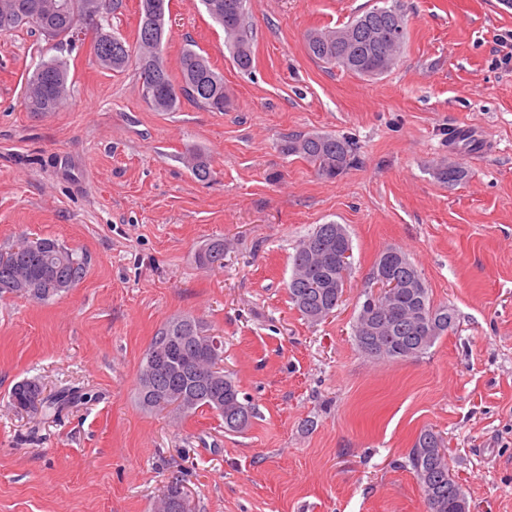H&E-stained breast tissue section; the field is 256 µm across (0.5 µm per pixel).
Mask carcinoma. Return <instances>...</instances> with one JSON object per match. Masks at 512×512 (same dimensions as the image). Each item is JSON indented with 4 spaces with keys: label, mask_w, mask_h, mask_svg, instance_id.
Masks as SVG:
<instances>
[{
    "label": "carcinoma",
    "mask_w": 512,
    "mask_h": 512,
    "mask_svg": "<svg viewBox=\"0 0 512 512\" xmlns=\"http://www.w3.org/2000/svg\"><path fill=\"white\" fill-rule=\"evenodd\" d=\"M208 15L224 28L227 46L238 69L248 71L253 64L252 30L248 21V0H201ZM92 0H0V31L19 27L36 28L49 40L73 37L70 23L84 18ZM141 19L136 42L126 40L107 31V37L94 55L105 69L123 71L133 65L144 75L154 68L157 77L170 88L180 89L184 96L212 112H222L231 102L224 77L216 73L207 59L196 50L184 49L180 61V81L174 82L163 57L166 34V16L169 0H141ZM387 27L395 41L385 49L371 44L365 38L368 30ZM407 23L401 9L395 5L377 7L352 19L341 28L315 31L307 36L306 48L315 59L360 76L376 77L390 71L406 42ZM69 92L67 63L52 57L36 67L27 80L26 108L30 112L56 111ZM145 100L158 111L176 108L179 97H157L143 94ZM281 151L305 159L316 172L334 179L352 165L355 154L353 143L346 137L333 134H310L290 138L281 145ZM187 167L195 178L207 182L213 177L210 156L198 149L185 156ZM435 178L444 184L455 185L468 177V171L456 164H444L434 171ZM339 249H352V240L340 224H319L295 247L291 256V276L287 288L289 298L300 315L311 323L329 317L341 302L346 278L336 271V265L319 263L314 251L322 245L336 243ZM224 240L210 241L199 255L200 263L207 267L224 266ZM395 253L397 266L409 277L416 279V287L399 288L394 305L401 318L387 317L380 300L367 295L354 324V339L360 350L366 334L363 325L372 319L381 332L375 343L376 358L406 360L417 358L432 348L435 342L455 329L456 313L448 305L436 306L429 288L417 266L398 247L389 246L382 254ZM87 258L80 256L52 239L29 240L20 238L0 248V299L6 296L25 298L36 304H45L78 283L85 275ZM166 341L172 346L170 371L164 377L174 382L183 392L186 404L176 406L178 412L189 417L198 410L207 409L225 419L224 430L242 432L255 418V408L243 402L240 390L231 377L222 381L217 390L206 387L208 373L224 362V349L216 357L203 356L211 337L204 334L201 323L192 316L177 317L169 321L156 334L145 352L137 387V398L145 410L164 408L173 404L159 403L160 396L146 388L144 376L150 371L149 356L154 348ZM40 398L44 411L59 410L68 402V396L54 399L42 397V389L34 380L16 383L10 392L13 407ZM412 473L416 477L428 512H469L465 492L448 465L442 439L426 429L420 432L409 455Z\"/></svg>",
    "instance_id": "carcinoma-1"
}]
</instances>
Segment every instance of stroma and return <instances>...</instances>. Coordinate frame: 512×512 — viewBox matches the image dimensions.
I'll return each instance as SVG.
<instances>
[{"mask_svg": "<svg viewBox=\"0 0 512 512\" xmlns=\"http://www.w3.org/2000/svg\"><path fill=\"white\" fill-rule=\"evenodd\" d=\"M376 0H250L253 69L233 63L200 0H170L171 73L194 46L224 76L225 111L143 97L136 68L99 66L90 40L0 33V245L51 238L86 253L60 298L0 300V512H152L181 481L190 512H426L409 466L421 430L444 440L470 512H512V8L502 0H399L408 38L385 75L312 58L306 37ZM69 65L53 112L27 111L41 60ZM464 128L474 146L451 142ZM349 138L328 179L281 143ZM205 151L197 181L187 150ZM465 167L457 185L433 175ZM346 227L352 270L334 315L312 324L287 283L297 242ZM223 268L199 264L211 239ZM402 248L457 325L427 353L375 359L352 328L379 253ZM224 339V370L257 416L240 433L211 411L177 418L137 401L142 360L170 319ZM71 393L25 414L12 386ZM187 167L195 178L201 182L210 181L213 177V169L210 156L202 150H189L185 156Z\"/></svg>", "mask_w": 512, "mask_h": 512, "instance_id": "1", "label": "stroma"}]
</instances>
